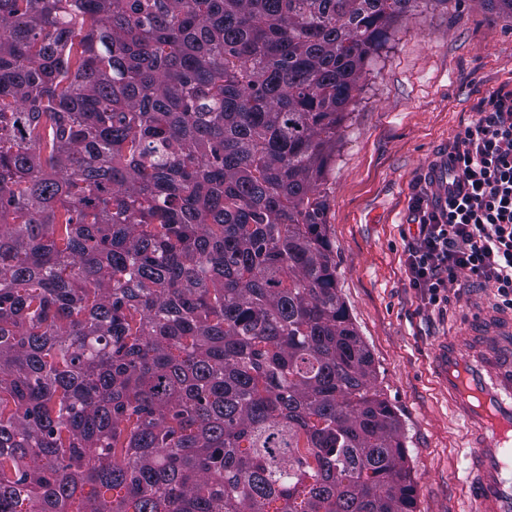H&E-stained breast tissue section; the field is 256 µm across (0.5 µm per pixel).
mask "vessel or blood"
<instances>
[{"instance_id": "vessel-or-blood-1", "label": "vessel or blood", "mask_w": 512, "mask_h": 512, "mask_svg": "<svg viewBox=\"0 0 512 512\" xmlns=\"http://www.w3.org/2000/svg\"><path fill=\"white\" fill-rule=\"evenodd\" d=\"M436 367L465 423L477 512H512V319L480 315L438 350Z\"/></svg>"}]
</instances>
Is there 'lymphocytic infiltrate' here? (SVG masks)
<instances>
[{
    "label": "lymphocytic infiltrate",
    "instance_id": "1",
    "mask_svg": "<svg viewBox=\"0 0 512 512\" xmlns=\"http://www.w3.org/2000/svg\"><path fill=\"white\" fill-rule=\"evenodd\" d=\"M445 195L416 197L406 273L430 305L458 273L496 290L512 310V90L492 93L448 153Z\"/></svg>",
    "mask_w": 512,
    "mask_h": 512
}]
</instances>
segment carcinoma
I'll use <instances>...</instances> for the list:
<instances>
[{
  "mask_svg": "<svg viewBox=\"0 0 512 512\" xmlns=\"http://www.w3.org/2000/svg\"><path fill=\"white\" fill-rule=\"evenodd\" d=\"M417 0H0V512H413L319 190Z\"/></svg>",
  "mask_w": 512,
  "mask_h": 512,
  "instance_id": "1",
  "label": "carcinoma"
}]
</instances>
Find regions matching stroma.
<instances>
[{"label":"stroma","instance_id":"stroma-1","mask_svg":"<svg viewBox=\"0 0 512 512\" xmlns=\"http://www.w3.org/2000/svg\"><path fill=\"white\" fill-rule=\"evenodd\" d=\"M359 86L321 184L337 286L402 423L414 512H473L465 426L435 356L495 309V290L462 273L447 304L428 305L408 283L405 245L412 203L436 193L456 135L491 93L512 90V14L484 0H418Z\"/></svg>","mask_w":512,"mask_h":512}]
</instances>
